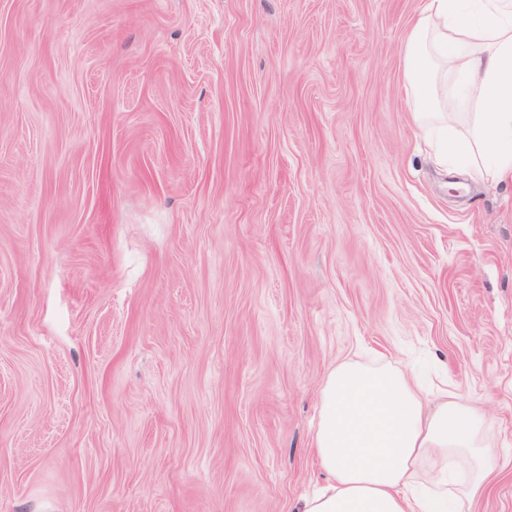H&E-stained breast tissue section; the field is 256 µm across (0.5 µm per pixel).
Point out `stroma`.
Instances as JSON below:
<instances>
[{
    "label": "stroma",
    "mask_w": 512,
    "mask_h": 512,
    "mask_svg": "<svg viewBox=\"0 0 512 512\" xmlns=\"http://www.w3.org/2000/svg\"><path fill=\"white\" fill-rule=\"evenodd\" d=\"M426 0H0V512H296L326 372L435 360L512 512V179L443 168Z\"/></svg>",
    "instance_id": "35a3bbf8"
}]
</instances>
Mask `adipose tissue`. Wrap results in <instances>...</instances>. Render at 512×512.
I'll list each match as a JSON object with an SVG mask.
<instances>
[{"label":"adipose tissue","mask_w":512,"mask_h":512,"mask_svg":"<svg viewBox=\"0 0 512 512\" xmlns=\"http://www.w3.org/2000/svg\"><path fill=\"white\" fill-rule=\"evenodd\" d=\"M440 165L512 176V0H428L404 50ZM313 448L329 484L301 512H466L496 457L487 414L418 373L349 360L325 375Z\"/></svg>","instance_id":"adipose-tissue-1"}]
</instances>
